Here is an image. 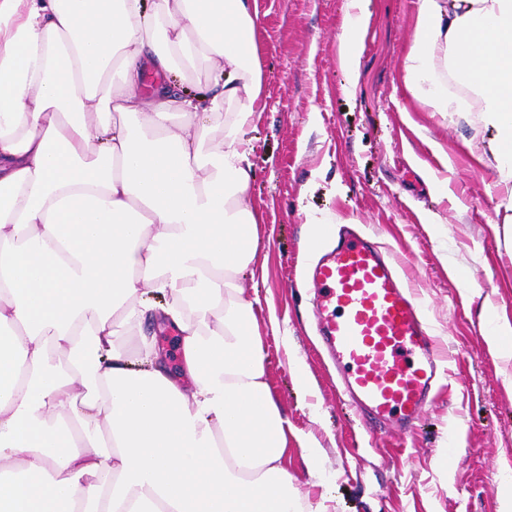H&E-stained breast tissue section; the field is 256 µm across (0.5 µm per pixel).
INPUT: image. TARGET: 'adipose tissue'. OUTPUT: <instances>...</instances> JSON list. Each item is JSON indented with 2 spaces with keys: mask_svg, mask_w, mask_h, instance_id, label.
Masks as SVG:
<instances>
[{
  "mask_svg": "<svg viewBox=\"0 0 512 512\" xmlns=\"http://www.w3.org/2000/svg\"><path fill=\"white\" fill-rule=\"evenodd\" d=\"M367 2L337 37L352 81ZM259 30L254 0H0V512H296L232 281L265 221L244 137ZM200 60L209 83L175 92ZM402 84L495 131L511 224L512 0H418ZM116 316L176 331L179 371L154 337L123 351Z\"/></svg>",
  "mask_w": 512,
  "mask_h": 512,
  "instance_id": "adipose-tissue-1",
  "label": "adipose tissue"
}]
</instances>
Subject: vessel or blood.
Instances as JSON below:
<instances>
[{
    "label": "vessel or blood",
    "instance_id": "b4317fda",
    "mask_svg": "<svg viewBox=\"0 0 512 512\" xmlns=\"http://www.w3.org/2000/svg\"><path fill=\"white\" fill-rule=\"evenodd\" d=\"M318 332L346 392L370 419L411 424L443 359L413 289L374 243L344 232L312 269Z\"/></svg>",
    "mask_w": 512,
    "mask_h": 512
}]
</instances>
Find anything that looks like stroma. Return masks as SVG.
Masks as SVG:
<instances>
[{
    "label": "stroma",
    "mask_w": 512,
    "mask_h": 512,
    "mask_svg": "<svg viewBox=\"0 0 512 512\" xmlns=\"http://www.w3.org/2000/svg\"><path fill=\"white\" fill-rule=\"evenodd\" d=\"M417 4L369 0L351 85L337 52L347 0H256L267 107L245 136L265 222L236 284L260 303L266 378L297 436L287 468L300 512H502L512 477V339L486 337L489 320L512 322V232L485 153L494 133L405 96ZM312 214L362 225L389 250L451 357L449 386L405 429L365 421L341 394L306 277ZM272 315L287 335L271 333ZM311 439L317 477L302 464Z\"/></svg>",
    "instance_id": "stroma-1"
}]
</instances>
